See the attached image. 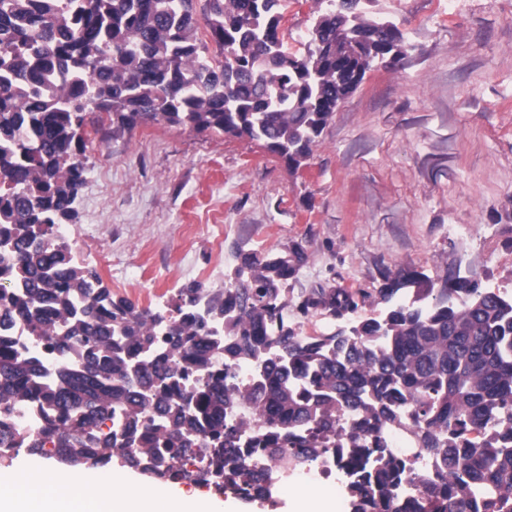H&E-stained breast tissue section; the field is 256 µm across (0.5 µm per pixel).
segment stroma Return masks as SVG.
<instances>
[{
    "label": "stroma",
    "mask_w": 512,
    "mask_h": 512,
    "mask_svg": "<svg viewBox=\"0 0 512 512\" xmlns=\"http://www.w3.org/2000/svg\"><path fill=\"white\" fill-rule=\"evenodd\" d=\"M317 0H288L282 32L303 51ZM410 48L375 64L300 167L262 142L164 123L116 131L88 112L84 185L68 233L77 260L139 306L199 281L223 287L245 253L301 243L284 318L302 336L353 326L301 315L315 289L371 294L410 268L512 294V0H360Z\"/></svg>",
    "instance_id": "1"
}]
</instances>
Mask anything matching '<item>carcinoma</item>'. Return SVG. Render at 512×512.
Here are the masks:
<instances>
[{"mask_svg":"<svg viewBox=\"0 0 512 512\" xmlns=\"http://www.w3.org/2000/svg\"><path fill=\"white\" fill-rule=\"evenodd\" d=\"M325 1L296 54L278 32L286 0H0V460L116 461L206 488L211 468L216 492L251 500L270 495L253 450L281 477L323 449L355 474L351 512H512V296L455 271L421 288L401 270L384 275L379 314L301 336L283 317L299 243L151 309L113 297L63 232L85 112L246 136L299 165L371 62L405 53L399 29L346 7L360 0ZM369 299L319 288L297 310L336 318ZM248 361L257 382L243 389ZM242 403L261 434L235 423ZM391 428L437 460L439 481L406 476Z\"/></svg>","mask_w":512,"mask_h":512,"instance_id":"cac0c4a2","label":"carcinoma"}]
</instances>
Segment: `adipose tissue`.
Returning a JSON list of instances; mask_svg holds the SVG:
<instances>
[{"label": "adipose tissue", "mask_w": 512, "mask_h": 512, "mask_svg": "<svg viewBox=\"0 0 512 512\" xmlns=\"http://www.w3.org/2000/svg\"><path fill=\"white\" fill-rule=\"evenodd\" d=\"M0 512H237L182 489L137 482L114 468L65 471L52 465L0 469Z\"/></svg>", "instance_id": "ef3b65f1"}]
</instances>
